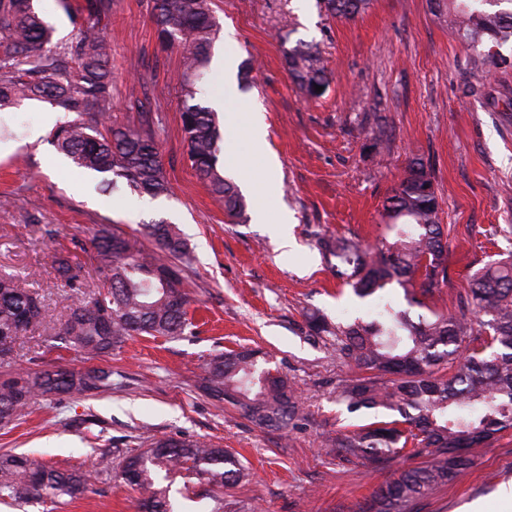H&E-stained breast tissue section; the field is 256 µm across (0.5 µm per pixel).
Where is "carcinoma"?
I'll use <instances>...</instances> for the list:
<instances>
[{
  "mask_svg": "<svg viewBox=\"0 0 512 512\" xmlns=\"http://www.w3.org/2000/svg\"><path fill=\"white\" fill-rule=\"evenodd\" d=\"M448 8V32L475 50L471 69L484 72L498 60L492 49L512 45V0H438ZM373 0H319L327 15L352 21ZM112 0H86L84 22L75 40L52 45L53 28L34 10L33 0H0V108L45 99L76 118L52 134L56 149L73 165L102 176V184L123 180L152 198L168 192L157 133L149 117L139 127L103 121L112 108L111 48L100 24ZM155 22L165 46L178 45L188 74L207 59L219 30L208 0H157ZM300 87L328 85L317 47L299 41L286 56ZM90 118H85L89 112ZM187 158L198 178L235 220L245 202L217 165L221 132L214 113L184 89L181 112ZM419 158L408 160L385 207L388 235L381 245L362 247L338 239L324 246L336 257V276L360 296L397 282L408 303L423 308L448 277L446 242L438 221L435 189ZM151 242L146 248L142 239ZM98 288L94 297L66 317L48 315L42 296L0 275V363H13L15 347L29 328L94 359L122 346L131 336L174 338L185 334L190 296L182 272L191 264L187 241L163 220L144 224L140 235L103 226L93 236ZM57 279L67 288L82 286L81 266L68 255L55 260ZM316 335L331 337L337 351L371 376L349 385L341 401L350 413L384 408L392 420L359 425L325 439L326 453L377 469L400 456L427 453L425 465L403 469L378 486L360 512H414V505L436 489L453 486L472 464L457 448H475L512 429V251L477 270L459 295L453 313L414 319L410 312L383 304L366 323L331 326L312 321ZM453 368L438 374L439 365ZM202 386L212 399L239 410L262 428L285 430L306 417L287 379L260 367L257 352L228 350L201 366ZM112 385V370L49 365L0 375V428L11 425L38 400L96 394ZM189 478L183 499L199 512H224V488L241 487L248 474L232 453L194 439L161 438L141 454L128 456L121 481L139 494V512H177L160 473ZM92 486L86 469H60L26 454H0V501L19 506L71 501Z\"/></svg>",
  "mask_w": 512,
  "mask_h": 512,
  "instance_id": "obj_1",
  "label": "carcinoma"
}]
</instances>
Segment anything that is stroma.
<instances>
[{
  "mask_svg": "<svg viewBox=\"0 0 512 512\" xmlns=\"http://www.w3.org/2000/svg\"><path fill=\"white\" fill-rule=\"evenodd\" d=\"M156 0H113L103 20L112 48L111 119L136 127L142 113L156 126L169 192L158 199L105 194L98 176L75 170L51 142L71 115L44 101L0 110V274L37 290L48 313L65 317L96 289L97 261L87 243L103 224L126 232L163 220L193 252L185 286L193 302L192 333L174 339L135 336L99 358L111 368L110 390L42 400L16 424L0 428V452H28L61 468L94 467L93 486L53 512H138V494L120 484L121 457L99 462L110 446L130 455L151 440L193 437L228 449L250 472L244 488L224 492V512H358L375 487L425 456L400 457L372 472L325 455L324 434L377 420L389 411L348 413L341 388L360 375L327 341L309 336L307 317L331 324L374 319L384 303L411 315L454 312L470 273L512 250V65L474 75L471 51L448 34V12L435 0H374L362 17H327L316 0H210L222 33L209 52L252 64L249 86L216 119L222 139L218 165L240 183L247 207L266 201V221L233 222L197 179L187 159L181 89L193 81L196 100L210 106L224 93V75L205 65L188 79L178 49L162 47ZM85 0H33L70 44ZM319 45L330 82L316 99L291 77L286 53L297 41ZM262 113L268 151L248 152L249 111ZM384 126L382 140L366 130ZM430 167L439 222L448 229V279L426 309L408 307L404 290L388 285L357 297L334 272L324 238L375 244L385 233L384 204L409 159ZM287 222L289 247L276 232ZM77 255L85 285L60 286L55 258ZM248 347L286 375L303 396L302 427L270 431L209 398L200 366L210 356ZM72 368L83 356L27 332L14 365ZM88 419L78 429L70 418ZM471 467L453 488L421 500L416 512H512V430L488 447L470 449Z\"/></svg>",
  "mask_w": 512,
  "mask_h": 512,
  "instance_id": "1",
  "label": "stroma"
}]
</instances>
